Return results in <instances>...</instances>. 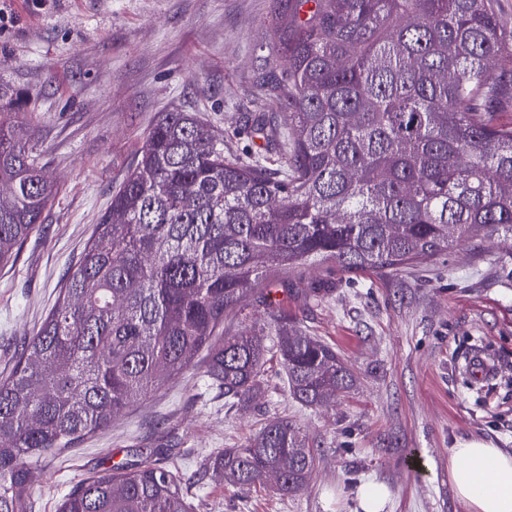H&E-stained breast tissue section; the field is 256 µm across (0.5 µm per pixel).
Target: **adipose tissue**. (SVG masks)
<instances>
[{
	"mask_svg": "<svg viewBox=\"0 0 512 512\" xmlns=\"http://www.w3.org/2000/svg\"><path fill=\"white\" fill-rule=\"evenodd\" d=\"M448 478L466 512H512V453L470 441L450 449Z\"/></svg>",
	"mask_w": 512,
	"mask_h": 512,
	"instance_id": "1",
	"label": "adipose tissue"
}]
</instances>
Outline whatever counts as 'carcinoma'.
Masks as SVG:
<instances>
[{
    "label": "carcinoma",
    "mask_w": 512,
    "mask_h": 512,
    "mask_svg": "<svg viewBox=\"0 0 512 512\" xmlns=\"http://www.w3.org/2000/svg\"><path fill=\"white\" fill-rule=\"evenodd\" d=\"M259 98L288 114L280 153L224 151L196 112L159 113L133 168L61 288L0 379V512H32L28 462L109 426L207 352L224 398L257 395L268 348L301 405L334 406L353 386L336 349L280 319L216 344L224 319L274 272L305 266L382 273L436 258L462 238L512 243V30L496 0H280ZM26 112L0 113V265L56 195ZM317 453L275 417L205 470L248 491H301ZM59 512H193L164 460L121 463L73 487Z\"/></svg>",
    "instance_id": "carcinoma-1"
}]
</instances>
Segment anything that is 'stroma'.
Instances as JSON below:
<instances>
[{"mask_svg":"<svg viewBox=\"0 0 512 512\" xmlns=\"http://www.w3.org/2000/svg\"><path fill=\"white\" fill-rule=\"evenodd\" d=\"M275 0H0V113L16 94L28 110L57 194L14 263L0 267V378L20 341L53 308L112 193L159 113H199L232 152L258 150L245 123L259 111L256 74L272 62ZM320 299H309L310 288ZM272 296L289 329L334 346L355 382L334 409L301 406L278 360L248 405L225 403L194 366L74 448L30 466L34 512H57L74 485L134 454L165 448L190 477L285 416L317 451L303 491H241L203 477L194 512H354L376 479L385 512H465L448 481V451L480 439L512 453V256L475 238L421 265L346 274L328 264L277 281ZM482 343L502 375L479 387L458 366Z\"/></svg>","mask_w":512,"mask_h":512,"instance_id":"obj_1","label":"stroma"}]
</instances>
